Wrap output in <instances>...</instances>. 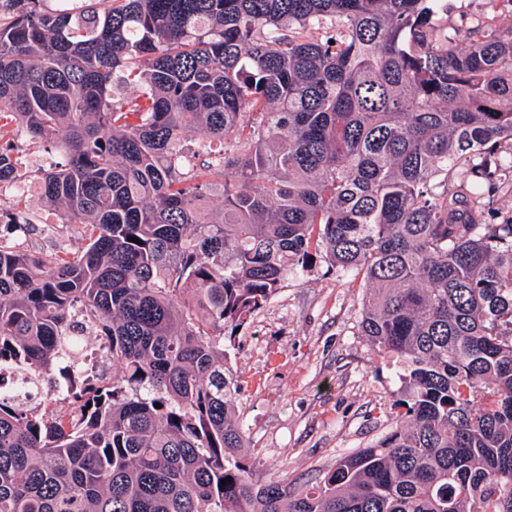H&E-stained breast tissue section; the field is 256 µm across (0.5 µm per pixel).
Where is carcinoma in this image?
Returning a JSON list of instances; mask_svg holds the SVG:
<instances>
[{
	"instance_id": "cac0c4a2",
	"label": "carcinoma",
	"mask_w": 512,
	"mask_h": 512,
	"mask_svg": "<svg viewBox=\"0 0 512 512\" xmlns=\"http://www.w3.org/2000/svg\"><path fill=\"white\" fill-rule=\"evenodd\" d=\"M11 2L0 186L53 135L38 186L88 244H0V387L56 371L68 406L0 391V512H512V34L444 0ZM321 263L363 274L403 412L297 494L254 480L224 336ZM90 335L121 375L77 367Z\"/></svg>"
}]
</instances>
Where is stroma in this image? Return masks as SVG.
<instances>
[{
    "mask_svg": "<svg viewBox=\"0 0 512 512\" xmlns=\"http://www.w3.org/2000/svg\"><path fill=\"white\" fill-rule=\"evenodd\" d=\"M445 21L452 28L490 22L505 31L512 13L499 0H448ZM46 147L22 145L20 188L0 197V213L22 211L32 223L23 232L0 223V243L51 260L86 239L83 226L61 223L38 191ZM365 296L362 276L318 265L289 276L225 343L255 480L302 488L391 429L401 383L392 360L378 356L361 332Z\"/></svg>",
    "mask_w": 512,
    "mask_h": 512,
    "instance_id": "1",
    "label": "stroma"
}]
</instances>
